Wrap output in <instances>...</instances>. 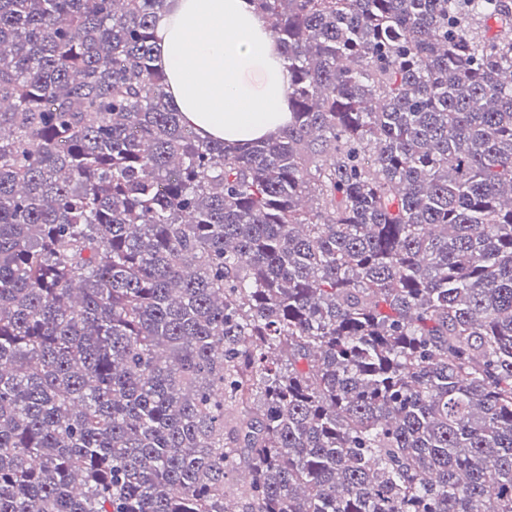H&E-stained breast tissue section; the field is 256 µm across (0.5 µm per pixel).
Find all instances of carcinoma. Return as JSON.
Returning <instances> with one entry per match:
<instances>
[{"label":"carcinoma","mask_w":512,"mask_h":512,"mask_svg":"<svg viewBox=\"0 0 512 512\" xmlns=\"http://www.w3.org/2000/svg\"><path fill=\"white\" fill-rule=\"evenodd\" d=\"M255 2L241 149L166 0H0V512H512V0ZM156 34L155 64L202 139L245 147L288 125V73L253 0H168Z\"/></svg>","instance_id":"carcinoma-1"}]
</instances>
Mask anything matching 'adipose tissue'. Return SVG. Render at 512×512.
Wrapping results in <instances>:
<instances>
[{
	"mask_svg": "<svg viewBox=\"0 0 512 512\" xmlns=\"http://www.w3.org/2000/svg\"><path fill=\"white\" fill-rule=\"evenodd\" d=\"M155 59L181 119L229 145L288 124V73L253 0H168L156 18Z\"/></svg>",
	"mask_w": 512,
	"mask_h": 512,
	"instance_id": "1",
	"label": "adipose tissue"
}]
</instances>
